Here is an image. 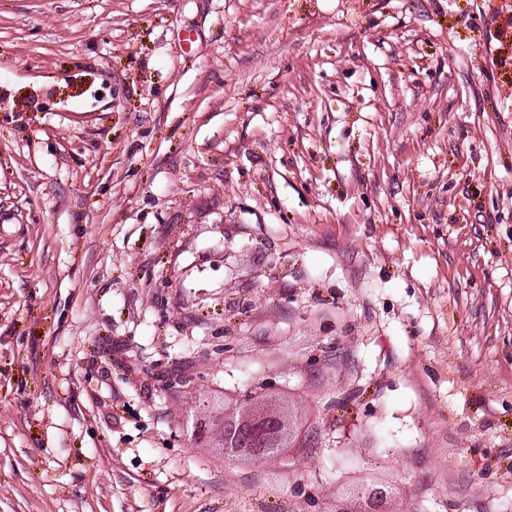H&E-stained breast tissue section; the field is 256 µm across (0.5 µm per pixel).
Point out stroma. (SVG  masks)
Masks as SVG:
<instances>
[{
    "label": "stroma",
    "instance_id": "obj_1",
    "mask_svg": "<svg viewBox=\"0 0 512 512\" xmlns=\"http://www.w3.org/2000/svg\"><path fill=\"white\" fill-rule=\"evenodd\" d=\"M510 18L0 0V512H512ZM264 387L236 400L226 407L219 431L224 448L253 463H267L282 448L297 447L295 425L289 424L283 412L264 408Z\"/></svg>",
    "mask_w": 512,
    "mask_h": 512
}]
</instances>
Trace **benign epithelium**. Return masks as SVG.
I'll return each mask as SVG.
<instances>
[{
    "label": "benign epithelium",
    "mask_w": 512,
    "mask_h": 512,
    "mask_svg": "<svg viewBox=\"0 0 512 512\" xmlns=\"http://www.w3.org/2000/svg\"><path fill=\"white\" fill-rule=\"evenodd\" d=\"M265 389L260 387L236 400L233 407L224 408L219 431L224 448L253 463H267L277 457L282 448L296 445L298 436L283 412L264 407ZM383 488L366 492L364 512H383L379 505L387 498Z\"/></svg>",
    "instance_id": "obj_1"
}]
</instances>
